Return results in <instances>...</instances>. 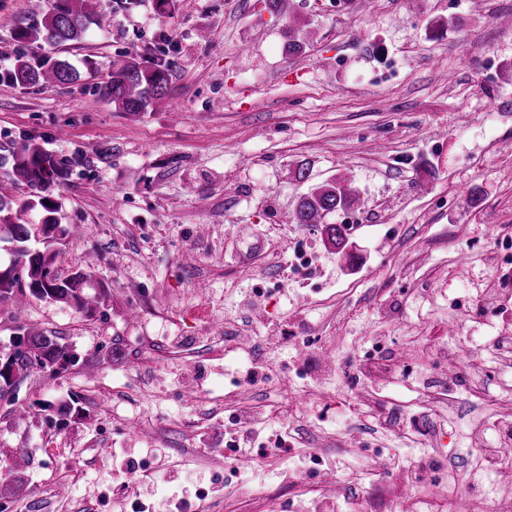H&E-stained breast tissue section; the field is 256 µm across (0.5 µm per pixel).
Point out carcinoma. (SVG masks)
Segmentation results:
<instances>
[{"instance_id":"carcinoma-1","label":"carcinoma","mask_w":512,"mask_h":512,"mask_svg":"<svg viewBox=\"0 0 512 512\" xmlns=\"http://www.w3.org/2000/svg\"><path fill=\"white\" fill-rule=\"evenodd\" d=\"M100 23L99 0H52L43 10L40 21L16 27L15 39L20 43L41 40L59 47L83 40L90 26ZM106 70L107 77L100 83L99 95L101 100L114 105L120 112H145L168 93L170 73L166 63L146 65L136 56L129 55L110 62ZM7 78L18 85L51 87L73 83L79 73L67 60L59 57L33 62L20 55L8 70ZM9 161L12 162L11 183L24 182L30 188V194L24 199L18 198L10 193L7 183L0 180V250H7L12 265L10 275L0 273V303L15 302L29 295L40 301L64 303L80 311L92 310L91 299L85 293L87 277L82 270H74L66 276L58 274L50 279L43 276L44 268L56 264L61 240L72 233L69 225L59 222V207L45 204L51 185L66 178L67 167L32 139L16 142L10 157L4 158V162ZM358 201L360 196L355 191L334 181L324 182L299 197L292 221L323 225L325 246L340 253L348 245L344 227L326 224L324 219ZM34 210L40 212L38 222L25 220L24 216ZM20 334L27 337V349L5 351L0 348V394L12 387V370H24L25 361L33 369L44 372L55 367L59 373L71 361L67 346L59 341V337L33 326L20 328ZM41 407L61 419L78 412L74 399L44 400Z\"/></svg>"}]
</instances>
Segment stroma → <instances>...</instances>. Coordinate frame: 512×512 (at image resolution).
I'll return each instance as SVG.
<instances>
[{"mask_svg": "<svg viewBox=\"0 0 512 512\" xmlns=\"http://www.w3.org/2000/svg\"><path fill=\"white\" fill-rule=\"evenodd\" d=\"M30 10L0 0V68L53 55L80 78L0 81V178L23 136L66 162L57 267L88 274L95 307L0 305V346L35 323L76 356L23 376L26 418L0 409V448L29 458L24 484L0 468L7 512H176L202 496L210 512H311L316 495L321 512H388L400 488L374 448L396 449L422 495L452 494L512 423V349L498 345L512 336V0H292L287 16L265 0L163 14L102 0V26L59 47L16 41ZM127 53L172 69L168 96L136 116L98 96ZM331 179L361 197L353 266L290 220ZM302 241L316 263L297 274ZM230 326L277 344L251 363L225 346ZM73 397L81 417L47 421L42 401ZM228 421L269 455L231 474L207 462ZM316 448L320 471L291 484ZM133 473L136 496L113 497Z\"/></svg>", "mask_w": 512, "mask_h": 512, "instance_id": "stroma-1", "label": "stroma"}]
</instances>
